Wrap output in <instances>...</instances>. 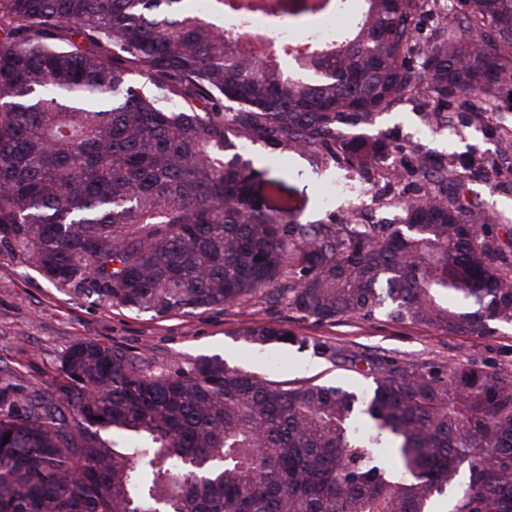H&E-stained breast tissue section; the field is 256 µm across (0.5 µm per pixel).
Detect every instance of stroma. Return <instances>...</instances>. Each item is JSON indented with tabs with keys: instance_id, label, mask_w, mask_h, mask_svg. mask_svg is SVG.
<instances>
[{
	"instance_id": "35a3bbf8",
	"label": "stroma",
	"mask_w": 512,
	"mask_h": 512,
	"mask_svg": "<svg viewBox=\"0 0 512 512\" xmlns=\"http://www.w3.org/2000/svg\"><path fill=\"white\" fill-rule=\"evenodd\" d=\"M493 98L496 112L478 126L469 122L467 107L456 103L448 106L453 115L450 126L426 122L427 103L412 99L381 112L375 127L390 142L394 168L408 166L419 149L441 161L471 160L486 168L498 164L501 136L512 130V87L496 89ZM246 152L257 161L282 157L300 223L342 217L349 196L333 194L332 189L343 179V171L315 167L306 154L280 152L260 142L247 143ZM466 186L502 223L512 222V182L470 178ZM422 188V182L413 177L401 183L378 178L367 187L368 203L382 223H396L403 215L395 205L397 195L404 192L412 197ZM263 325L288 330L294 343L247 341L249 330ZM82 337L105 346L119 343L171 366L218 354L231 368L284 386L341 385L358 392L371 385L367 364L351 366L330 358L323 354V346L385 354L407 363L512 368V328L489 336H451L382 316L321 323L300 318L268 292L229 307L157 316L76 295L34 267L0 254V377L23 395L47 388L59 377L63 351Z\"/></svg>"
}]
</instances>
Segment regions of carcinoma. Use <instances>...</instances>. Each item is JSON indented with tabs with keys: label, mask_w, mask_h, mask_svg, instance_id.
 <instances>
[{
	"label": "carcinoma",
	"mask_w": 512,
	"mask_h": 512,
	"mask_svg": "<svg viewBox=\"0 0 512 512\" xmlns=\"http://www.w3.org/2000/svg\"><path fill=\"white\" fill-rule=\"evenodd\" d=\"M225 2L0 0V254L158 316L272 288L322 323L512 327V226L456 169L417 154L430 192L399 224H301L257 196L237 143L372 180L390 151L364 134L378 114L417 89L439 105L512 86V0H363L336 47L286 61L240 49ZM425 4L446 19L414 65ZM324 9L260 0L231 18L309 27ZM328 353L366 363L371 392L283 387L217 355L160 370L78 339L48 391L0 380V512H429L464 464L453 512H512V372Z\"/></svg>",
	"instance_id": "cac0c4a2"
}]
</instances>
